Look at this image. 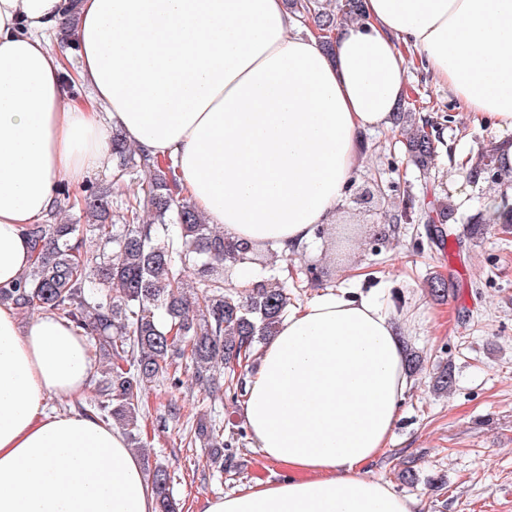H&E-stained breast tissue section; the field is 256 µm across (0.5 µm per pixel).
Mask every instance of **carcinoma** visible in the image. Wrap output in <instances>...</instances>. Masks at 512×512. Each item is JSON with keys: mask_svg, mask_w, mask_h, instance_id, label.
Here are the masks:
<instances>
[{"mask_svg": "<svg viewBox=\"0 0 512 512\" xmlns=\"http://www.w3.org/2000/svg\"><path fill=\"white\" fill-rule=\"evenodd\" d=\"M288 4L330 33L336 13L357 18L363 0H339L336 13L320 0ZM414 115L409 102L399 103L394 129L410 161L426 172L437 156L436 138L432 121L423 117L418 123ZM111 152L112 191L84 196L89 224L51 219L28 225L35 260L19 282L0 286V303L56 315L92 336L106 369L96 395L78 408L121 428L135 442L146 385L188 360L200 392L219 398V370L232 369L275 335L291 298L276 277L243 278L253 251L205 223L181 193L171 161L131 148L116 130ZM138 174L145 176L140 191L123 198L127 178ZM470 175L512 183V172L496 164L493 145L471 163ZM473 221L476 232L485 225L512 224V208H485ZM83 229L93 233L97 250L85 248ZM190 276L200 284L194 293L188 290ZM193 437L209 449L213 464L224 465V433L214 419L200 416ZM150 478L158 512H177L167 467L155 464Z\"/></svg>", "mask_w": 512, "mask_h": 512, "instance_id": "carcinoma-1", "label": "carcinoma"}]
</instances>
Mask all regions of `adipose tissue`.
Wrapping results in <instances>:
<instances>
[{"instance_id": "obj_1", "label": "adipose tissue", "mask_w": 512, "mask_h": 512, "mask_svg": "<svg viewBox=\"0 0 512 512\" xmlns=\"http://www.w3.org/2000/svg\"><path fill=\"white\" fill-rule=\"evenodd\" d=\"M360 19L300 34L287 0H0V285L34 254L24 233L107 166L109 129L171 160L224 234L293 256L329 223L363 156L392 128L408 65L462 111L512 131V0H363ZM79 56L53 41L67 19ZM403 331L377 298L329 289L261 348L242 414L286 473L202 512H414L368 466L409 387ZM97 365L83 330L0 304V512H157L124 434L50 410Z\"/></svg>"}]
</instances>
